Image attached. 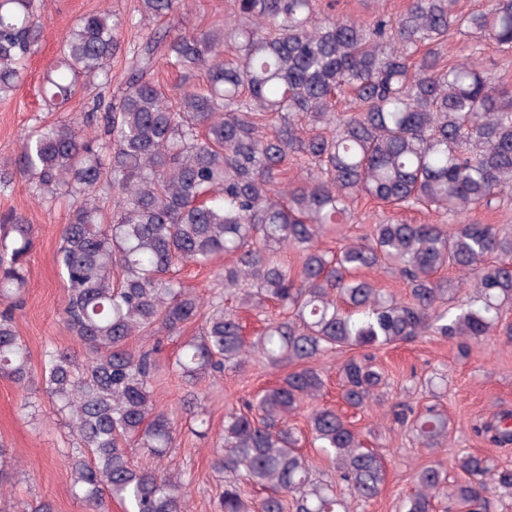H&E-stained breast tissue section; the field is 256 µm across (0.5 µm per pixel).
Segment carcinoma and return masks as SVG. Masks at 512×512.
<instances>
[{"label": "carcinoma", "instance_id": "cac0c4a2", "mask_svg": "<svg viewBox=\"0 0 512 512\" xmlns=\"http://www.w3.org/2000/svg\"><path fill=\"white\" fill-rule=\"evenodd\" d=\"M180 0H141L139 24L167 16ZM44 0H0V95L12 92L38 46ZM122 20L84 15L43 76V97L64 103L78 82L108 81L124 51ZM468 33L512 52V0L462 13L456 0H410L395 18L367 23L315 16L314 0H234L233 14L200 35L149 37L132 51L121 96L106 105L24 134L15 169L35 201H70L55 262L65 282L62 322L83 358L47 349L40 367L19 336L14 310L26 290L34 226L16 210L0 212V374L36 409L45 392L64 418L73 495L90 512L106 500L125 512H187L189 483L158 467L178 421L155 397L161 366L155 345L133 336L180 335L171 364L190 387L180 408L207 434L206 391L198 385L249 360L292 367L241 408L224 411L212 469L224 479L220 512H350L384 486L383 456L364 446L337 410L320 407L325 380L316 362L361 349L340 366L342 399L365 410L387 386L368 349L419 336L478 343L501 327L512 339V232L470 222L477 208L512 193V86L473 60H450L442 47ZM178 70L168 96L153 79L155 53ZM204 73L205 87L193 80ZM352 97L349 112L335 111ZM310 170L279 189L287 165ZM383 205L421 207L446 224H374L337 251L318 240L350 218L359 196ZM287 249L296 264L281 259ZM230 262L218 291L202 300L176 277L193 262ZM389 267L406 299L359 276ZM471 278L466 299L441 272ZM278 315L246 339L224 297ZM311 406L308 437L289 418ZM392 421L432 449L448 438V418L433 401L390 406ZM512 443V413L475 429ZM307 440L331 464L317 471L300 450ZM140 449L149 463L138 466ZM453 472L434 463L415 474L401 512H496L512 497V465L457 455ZM18 462L0 442V487ZM266 492L255 506L249 489Z\"/></svg>", "mask_w": 512, "mask_h": 512}]
</instances>
